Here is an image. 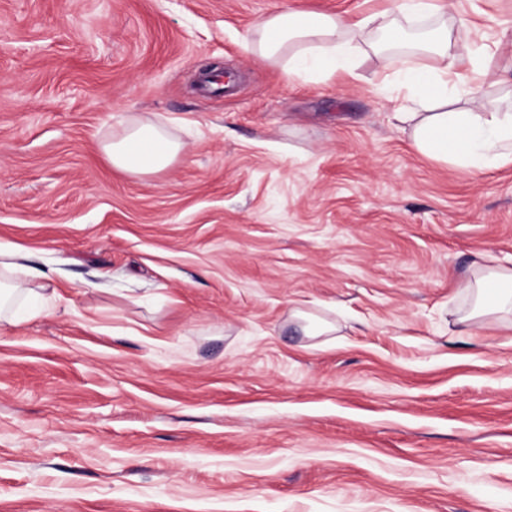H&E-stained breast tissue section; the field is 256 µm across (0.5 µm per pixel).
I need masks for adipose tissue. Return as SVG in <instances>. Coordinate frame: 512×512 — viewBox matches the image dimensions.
Here are the masks:
<instances>
[{
	"label": "adipose tissue",
	"mask_w": 512,
	"mask_h": 512,
	"mask_svg": "<svg viewBox=\"0 0 512 512\" xmlns=\"http://www.w3.org/2000/svg\"><path fill=\"white\" fill-rule=\"evenodd\" d=\"M444 0H396L395 10L406 19L433 16L435 27L413 38L402 23L381 25L378 41L365 40L369 19L352 21L336 14L296 12L279 7L243 40L253 58L278 65L286 77L328 80L353 78L368 51L397 57L392 73L378 77L376 89L390 90L398 104L396 119L411 129L413 148L443 164L481 172L512 162V114L485 111L480 89L497 72L494 53L487 50L460 58L459 45L474 31L465 19L448 23ZM440 59L428 65L427 57ZM466 101L465 109L447 111L449 100ZM181 142L160 120L129 118L102 152L116 170L133 176L161 173L181 154ZM42 271L16 263L0 279V322L16 324L12 311L17 295L41 300ZM471 298L460 317L468 327L512 320V269L473 263L463 284Z\"/></svg>",
	"instance_id": "1"
}]
</instances>
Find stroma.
<instances>
[{
	"label": "stroma",
	"instance_id": "stroma-1",
	"mask_svg": "<svg viewBox=\"0 0 512 512\" xmlns=\"http://www.w3.org/2000/svg\"><path fill=\"white\" fill-rule=\"evenodd\" d=\"M393 2L0 0V257L56 305L0 326V512H512V328L454 333L475 257L512 267V164L416 152L387 60L243 49ZM447 2L512 61V0ZM129 116L166 171L106 160ZM112 140L102 144V152L116 170L133 176L167 170L183 150L161 120L129 118L119 123Z\"/></svg>",
	"mask_w": 512,
	"mask_h": 512
}]
</instances>
